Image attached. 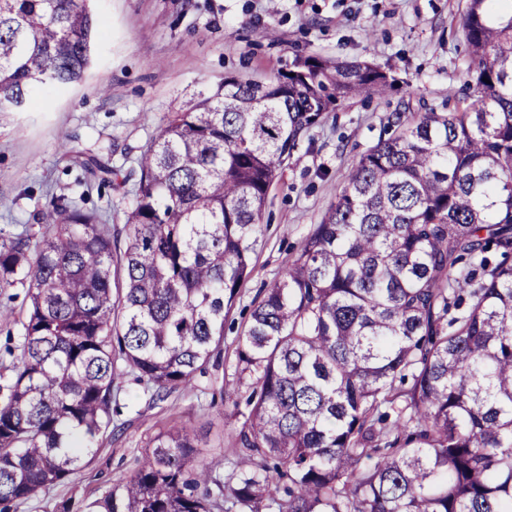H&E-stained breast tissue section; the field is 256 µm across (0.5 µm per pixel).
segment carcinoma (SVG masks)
Returning a JSON list of instances; mask_svg holds the SVG:
<instances>
[{"label": "carcinoma", "instance_id": "obj_1", "mask_svg": "<svg viewBox=\"0 0 512 512\" xmlns=\"http://www.w3.org/2000/svg\"><path fill=\"white\" fill-rule=\"evenodd\" d=\"M473 95L396 112L320 224L253 305L236 348L251 379L234 481L170 426L82 512H512V5L467 0ZM91 0H0V113L81 81ZM395 89L366 60L295 57L224 79L143 149L119 227L65 196L45 230L0 234V288L30 307L0 374V512L77 471L127 404L206 369L250 273L268 190L346 99ZM74 158L90 181L130 175ZM457 310L459 314L451 315Z\"/></svg>", "mask_w": 512, "mask_h": 512}]
</instances>
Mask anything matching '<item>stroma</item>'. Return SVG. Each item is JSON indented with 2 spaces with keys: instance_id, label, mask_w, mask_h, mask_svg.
<instances>
[{
  "instance_id": "1",
  "label": "stroma",
  "mask_w": 512,
  "mask_h": 512,
  "mask_svg": "<svg viewBox=\"0 0 512 512\" xmlns=\"http://www.w3.org/2000/svg\"><path fill=\"white\" fill-rule=\"evenodd\" d=\"M466 0H95L103 24L85 79L52 94L35 93L28 111L0 119V231L42 232L52 195L124 224L133 183H86L65 157L78 145L109 165L137 168L145 144L183 102L209 95L229 76L263 80L295 55L366 59L398 78L383 96L361 94L327 113L278 171L252 258L224 326L217 362L190 385L148 404L132 378L117 396L127 422L103 440L64 482L19 504L16 512H63L100 497L137 469L151 440L170 425L198 440L197 459L223 456L224 476L240 462L239 422L212 402L220 392L246 394L236 371L237 339L265 288L336 200L347 175L395 112H445L463 105L469 49L459 25ZM29 306L22 285L0 288V348L20 336Z\"/></svg>"
}]
</instances>
